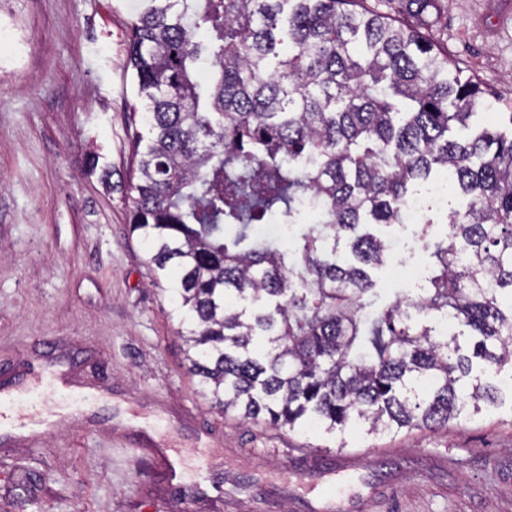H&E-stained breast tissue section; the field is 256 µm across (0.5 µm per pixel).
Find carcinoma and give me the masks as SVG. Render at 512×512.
Wrapping results in <instances>:
<instances>
[{"mask_svg":"<svg viewBox=\"0 0 512 512\" xmlns=\"http://www.w3.org/2000/svg\"><path fill=\"white\" fill-rule=\"evenodd\" d=\"M438 2L141 0L127 20L128 230L224 413L342 449L355 427L441 428L512 401V111L472 125L494 104L403 20ZM434 174L463 200L446 238L421 226L423 287L382 302L374 227L404 223ZM286 222L289 250L262 232Z\"/></svg>","mask_w":512,"mask_h":512,"instance_id":"1","label":"carcinoma"}]
</instances>
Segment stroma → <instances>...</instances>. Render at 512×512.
I'll return each mask as SVG.
<instances>
[{"label": "stroma", "mask_w": 512, "mask_h": 512, "mask_svg": "<svg viewBox=\"0 0 512 512\" xmlns=\"http://www.w3.org/2000/svg\"><path fill=\"white\" fill-rule=\"evenodd\" d=\"M139 3L0 0L24 45L0 61V389L42 365L103 393L41 447L0 436V512H316L312 487L329 480L356 512H512L510 405L325 451L315 428L244 422L201 395L170 296L128 235L129 199L98 175L131 160L125 22ZM420 24L512 107V0H441ZM159 418L181 466L208 436L209 481L126 447L128 424Z\"/></svg>", "instance_id": "35a3bbf8"}]
</instances>
